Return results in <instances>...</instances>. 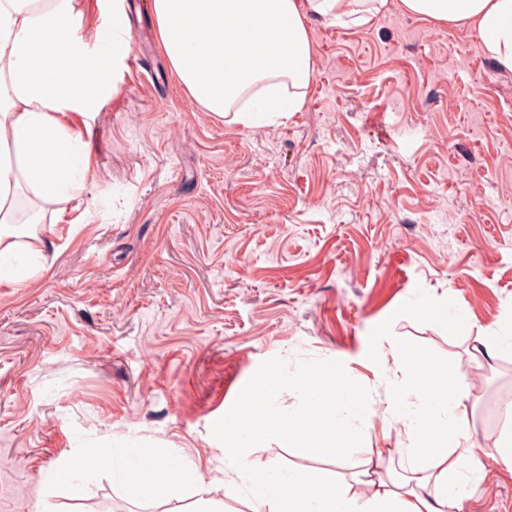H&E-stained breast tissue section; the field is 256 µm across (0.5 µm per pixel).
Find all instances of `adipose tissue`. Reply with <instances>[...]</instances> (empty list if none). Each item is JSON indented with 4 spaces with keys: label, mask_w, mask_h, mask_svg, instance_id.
I'll return each instance as SVG.
<instances>
[{
    "label": "adipose tissue",
    "mask_w": 512,
    "mask_h": 512,
    "mask_svg": "<svg viewBox=\"0 0 512 512\" xmlns=\"http://www.w3.org/2000/svg\"><path fill=\"white\" fill-rule=\"evenodd\" d=\"M387 0H153L157 35L170 65L207 111L246 127L305 104L313 70L309 21L362 25ZM403 12L435 24L475 29L484 47L512 71V0H398ZM76 0H0V278L31 271L19 242V201L56 202L80 193L89 170L81 131L65 116L96 104L102 83L77 74L70 24ZM300 389L328 427L350 434L371 403L337 371L315 372ZM466 376L453 367L447 385L394 383L387 408L409 439L402 473L378 481L371 495L351 485L328 494L295 493L296 476L224 460L225 472L250 483L253 512H463L471 484L486 466L462 406ZM134 498L182 499L197 483L193 463L174 464L146 448L98 457Z\"/></svg>",
    "instance_id": "ef3b65f1"
}]
</instances>
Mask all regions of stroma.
Listing matches in <instances>:
<instances>
[{
  "instance_id": "stroma-1",
  "label": "stroma",
  "mask_w": 512,
  "mask_h": 512,
  "mask_svg": "<svg viewBox=\"0 0 512 512\" xmlns=\"http://www.w3.org/2000/svg\"><path fill=\"white\" fill-rule=\"evenodd\" d=\"M113 0H78L87 55ZM147 31L95 111L69 124L89 144L82 192L45 205L21 237L40 271L0 281V512H97L129 498L111 472L68 479L73 457L161 448L225 492L224 457L353 482L335 441L266 434L238 448L224 421L267 372L337 370L371 401L377 448L409 440L386 411L396 350L470 367L476 336L512 316V71L468 27L389 0L360 27L311 21L305 106L257 126L201 109L173 73L147 0ZM151 56V76L134 57ZM465 313L442 324L415 301ZM466 415L493 452L512 404V358L483 361ZM463 512H512V473L487 461Z\"/></svg>"
}]
</instances>
